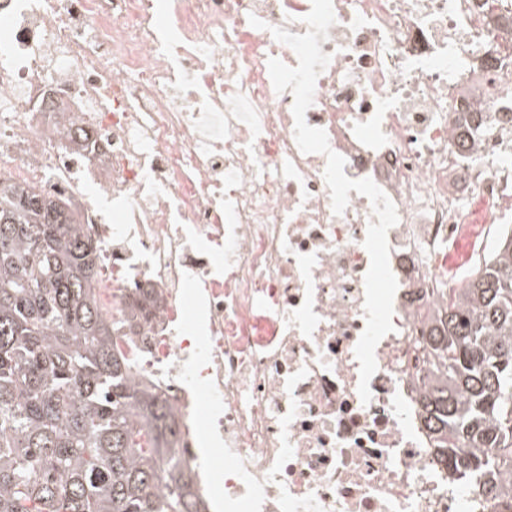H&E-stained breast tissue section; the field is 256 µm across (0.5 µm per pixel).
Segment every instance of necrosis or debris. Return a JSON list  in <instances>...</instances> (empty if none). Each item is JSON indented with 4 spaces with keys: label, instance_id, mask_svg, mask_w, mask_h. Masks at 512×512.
I'll use <instances>...</instances> for the list:
<instances>
[{
    "label": "necrosis or debris",
    "instance_id": "necrosis-or-debris-1",
    "mask_svg": "<svg viewBox=\"0 0 512 512\" xmlns=\"http://www.w3.org/2000/svg\"><path fill=\"white\" fill-rule=\"evenodd\" d=\"M333 7L306 121L399 217L370 403L373 207L353 192L334 214L327 159L298 148L268 70L297 66L271 30L306 33L311 0H0V176L67 201L99 243L112 341L170 399L206 507L512 512L484 479L451 480L421 411L448 259L512 223V0ZM136 286L163 302L132 336Z\"/></svg>",
    "mask_w": 512,
    "mask_h": 512
}]
</instances>
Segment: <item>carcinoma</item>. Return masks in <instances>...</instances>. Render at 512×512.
Instances as JSON below:
<instances>
[{"mask_svg": "<svg viewBox=\"0 0 512 512\" xmlns=\"http://www.w3.org/2000/svg\"><path fill=\"white\" fill-rule=\"evenodd\" d=\"M99 243L57 197L0 178V512H203L168 397L112 345ZM130 330L161 306L125 296ZM422 396L459 480L512 450V235L432 316Z\"/></svg>", "mask_w": 512, "mask_h": 512, "instance_id": "carcinoma-1", "label": "carcinoma"}]
</instances>
